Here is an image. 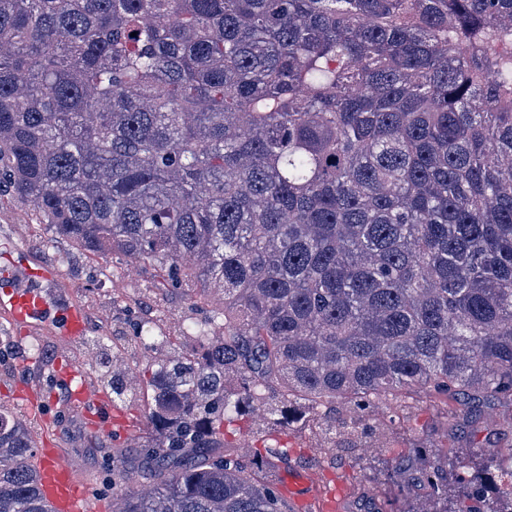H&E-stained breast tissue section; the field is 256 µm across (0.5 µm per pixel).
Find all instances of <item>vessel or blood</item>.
<instances>
[{
    "mask_svg": "<svg viewBox=\"0 0 512 512\" xmlns=\"http://www.w3.org/2000/svg\"><path fill=\"white\" fill-rule=\"evenodd\" d=\"M60 286L54 266L18 249L0 254V314L26 332H51L71 338L83 334L84 311L80 305L52 304ZM56 371L68 390L69 407L94 426H111L116 412L108 394L75 365H60ZM44 455L45 461L38 469V488L53 512H98L92 485L76 476L59 449H45Z\"/></svg>",
    "mask_w": 512,
    "mask_h": 512,
    "instance_id": "obj_1",
    "label": "vessel or blood"
}]
</instances>
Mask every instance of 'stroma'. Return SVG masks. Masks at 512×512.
Masks as SVG:
<instances>
[{
  "mask_svg": "<svg viewBox=\"0 0 512 512\" xmlns=\"http://www.w3.org/2000/svg\"><path fill=\"white\" fill-rule=\"evenodd\" d=\"M19 247L55 265L71 290L70 298L86 311L83 336L61 342L54 336L34 337L0 317V404L23 420L38 446L60 449L76 474L94 482L102 512L112 510L104 462L112 448H136L147 443L148 428L131 431L129 438H114L86 424L66 405L59 393L54 408L38 413L17 399L23 384L50 388L57 362L82 364L111 357L112 339L127 331L130 320L152 319L163 331L176 334L178 319L211 309L212 297L199 291L185 296L178 290L160 291L162 277L149 265L132 266L115 253L93 256L55 235L33 206L12 199L0 200V248ZM39 357H32V344ZM395 419L375 416L385 429L377 448H335L312 424L295 422L278 433L265 431L268 415L256 411L235 422L226 436L237 455L251 459L254 449L270 441L287 446L288 461L272 482L287 495L286 478L301 473L318 490L336 493V512H408L412 503L429 495L420 472L427 463L447 467L463 455H492L512 447V424L507 404L483 406L477 423H470L456 404L429 392H400L389 400ZM407 472L403 485L393 482L396 469Z\"/></svg>",
  "mask_w": 512,
  "mask_h": 512,
  "instance_id": "35a3bbf8",
  "label": "stroma"
}]
</instances>
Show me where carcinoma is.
<instances>
[{"label": "carcinoma", "mask_w": 512, "mask_h": 512, "mask_svg": "<svg viewBox=\"0 0 512 512\" xmlns=\"http://www.w3.org/2000/svg\"><path fill=\"white\" fill-rule=\"evenodd\" d=\"M136 36H131V33ZM59 236L223 301L133 323L148 485L112 449V512H293L225 447L402 389L512 403V0H0V198ZM0 406V512H51ZM269 470L286 451L256 452ZM409 512H512V466L435 467Z\"/></svg>", "instance_id": "cac0c4a2"}]
</instances>
